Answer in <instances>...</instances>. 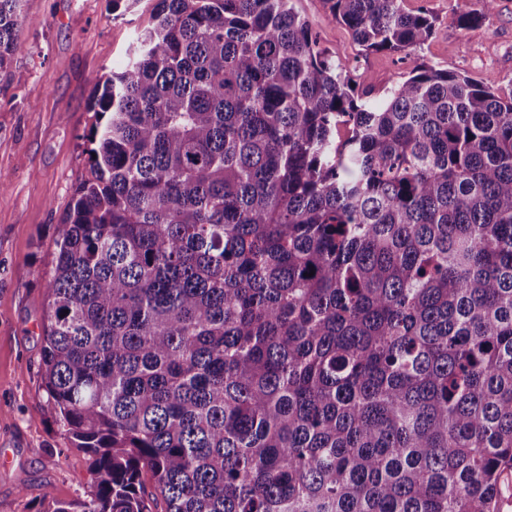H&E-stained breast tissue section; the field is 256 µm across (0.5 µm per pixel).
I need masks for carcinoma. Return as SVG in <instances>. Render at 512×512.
Here are the masks:
<instances>
[{"label": "carcinoma", "instance_id": "obj_1", "mask_svg": "<svg viewBox=\"0 0 512 512\" xmlns=\"http://www.w3.org/2000/svg\"><path fill=\"white\" fill-rule=\"evenodd\" d=\"M294 2L157 0L96 80L39 364L96 491L52 512H500L512 94L420 64L376 98ZM326 2L366 53L435 32Z\"/></svg>", "mask_w": 512, "mask_h": 512}]
</instances>
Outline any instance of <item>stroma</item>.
I'll return each instance as SVG.
<instances>
[{
  "mask_svg": "<svg viewBox=\"0 0 512 512\" xmlns=\"http://www.w3.org/2000/svg\"><path fill=\"white\" fill-rule=\"evenodd\" d=\"M156 0L118 17L110 0H23L25 45L0 71V512H45L48 499L88 500L91 458L75 448L42 384L48 275L62 219L89 170L90 108L97 76L117 70ZM329 55L353 61L382 96L416 65L470 75L512 92V0H404L436 19L411 54L362 53L325 0H299ZM485 14L459 28L462 13Z\"/></svg>",
  "mask_w": 512,
  "mask_h": 512,
  "instance_id": "35a3bbf8",
  "label": "stroma"
}]
</instances>
